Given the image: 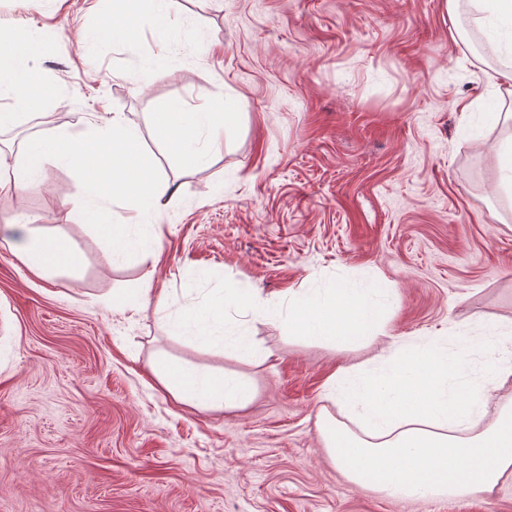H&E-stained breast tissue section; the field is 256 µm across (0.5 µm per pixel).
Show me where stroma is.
Instances as JSON below:
<instances>
[{"label": "stroma", "mask_w": 512, "mask_h": 512, "mask_svg": "<svg viewBox=\"0 0 512 512\" xmlns=\"http://www.w3.org/2000/svg\"><path fill=\"white\" fill-rule=\"evenodd\" d=\"M95 0H0V27L47 30L18 75L49 95L13 113L28 149L57 116L83 135L125 113L176 206L152 222L156 252L104 259L107 241L76 207L77 174L42 162L39 183L0 190V512H512V477L490 497L392 499L346 480L315 420L351 345L288 339L251 319L270 351L246 365L169 337L155 306L128 308L144 283L169 311L206 303L228 283L286 298L314 278L373 274L397 290L388 332L400 342L447 337L474 364L483 337L512 330V197L498 188L496 148L512 98L465 46L466 0H172L195 39L159 57L139 45L83 48ZM157 73L144 81L141 57ZM175 101L220 104L221 152L197 166L170 159L151 134ZM27 216L64 239L74 264L46 276L13 251ZM253 375L244 409L175 401L149 356Z\"/></svg>", "instance_id": "35a3bbf8"}]
</instances>
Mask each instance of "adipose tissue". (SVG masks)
Listing matches in <instances>:
<instances>
[{
  "instance_id": "1",
  "label": "adipose tissue",
  "mask_w": 512,
  "mask_h": 512,
  "mask_svg": "<svg viewBox=\"0 0 512 512\" xmlns=\"http://www.w3.org/2000/svg\"><path fill=\"white\" fill-rule=\"evenodd\" d=\"M474 22L493 49L512 43V0H468ZM37 35L21 44L0 36V98L33 99L13 79L10 59L34 55ZM155 139L175 159L199 163L203 152L221 150L224 114L214 104L200 112L187 104L156 113ZM41 151L75 168L81 177L80 205L109 238L113 261L129 247L154 251L156 239L143 217L173 205L176 191L159 176L142 150L138 133L124 113L90 133L76 136L66 127L49 130ZM136 211L139 220L119 224L116 207ZM14 243L21 259L36 273L68 261L69 251L42 234L40 227L17 219ZM396 291L375 276L343 282L315 281L289 294L287 302L263 299L247 284L225 285L221 296L188 312L172 314L176 335L259 366L269 351L261 348L245 321L231 317L240 309L260 319L277 320L289 336L328 341L373 342L386 348L343 367L328 377L322 398L340 408L343 420L324 414L318 420L322 446L351 483L383 496L419 500L491 493L512 474V409L488 419L491 394L512 382V358H497L475 369L446 340L425 337L402 344L389 336L386 318ZM152 372L176 401L213 410L244 408L254 397L251 377L185 368L154 355Z\"/></svg>"
}]
</instances>
